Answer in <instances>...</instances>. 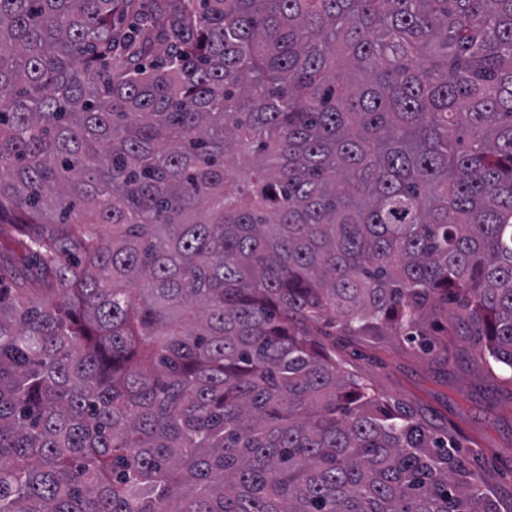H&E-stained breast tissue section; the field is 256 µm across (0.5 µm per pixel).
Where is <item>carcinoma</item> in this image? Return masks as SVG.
Instances as JSON below:
<instances>
[{"mask_svg":"<svg viewBox=\"0 0 512 512\" xmlns=\"http://www.w3.org/2000/svg\"><path fill=\"white\" fill-rule=\"evenodd\" d=\"M450 296L512 370V0H0V512H499L314 340Z\"/></svg>","mask_w":512,"mask_h":512,"instance_id":"obj_1","label":"carcinoma"}]
</instances>
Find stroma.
Returning <instances> with one entry per match:
<instances>
[{
	"label": "stroma",
	"instance_id": "1",
	"mask_svg": "<svg viewBox=\"0 0 512 512\" xmlns=\"http://www.w3.org/2000/svg\"><path fill=\"white\" fill-rule=\"evenodd\" d=\"M426 333L425 352L385 332L346 338L336 358L388 402L425 417L482 490L512 505V373L476 360L470 327L442 323Z\"/></svg>",
	"mask_w": 512,
	"mask_h": 512
}]
</instances>
